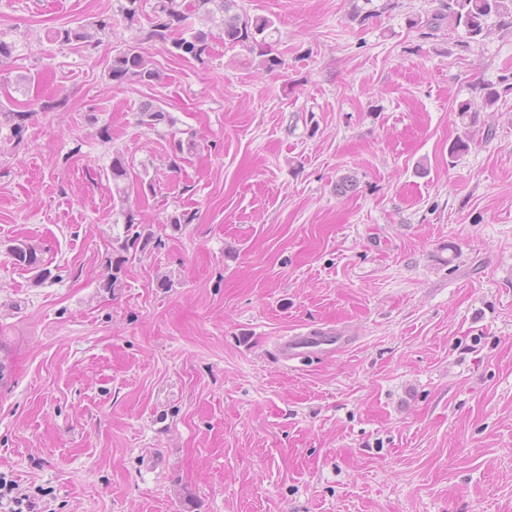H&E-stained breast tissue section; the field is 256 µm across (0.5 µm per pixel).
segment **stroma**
<instances>
[{
	"mask_svg": "<svg viewBox=\"0 0 512 512\" xmlns=\"http://www.w3.org/2000/svg\"><path fill=\"white\" fill-rule=\"evenodd\" d=\"M362 4L236 0L278 28L269 72L220 38L180 59L118 0H0V89L34 111L0 133V475L37 512H512V93L458 115L512 83V33L465 48L410 27L437 0ZM130 45L160 82L112 85ZM146 102L198 151L171 162ZM116 150L154 181L128 205L158 245L109 291ZM313 328L355 344L283 365ZM94 38V33L89 30L86 26H78V27H67L63 29L56 30L51 40L60 46H68V45H80L83 46L90 45L93 43L92 39ZM478 91V99L475 95L472 99L461 103L458 108L459 116L462 120H467L463 124L469 127H473L477 123L480 112H483L488 106L494 105L498 101V97L501 96L498 90L486 85L477 87L475 89L476 94ZM137 117L140 126L157 132L161 129H172L176 123L170 112L150 102L141 105ZM10 255L15 261V265L28 270L37 271V275L41 280H47L51 276V271L43 268V260L32 245L17 241L8 248Z\"/></svg>",
	"mask_w": 512,
	"mask_h": 512,
	"instance_id": "obj_1",
	"label": "stroma"
}]
</instances>
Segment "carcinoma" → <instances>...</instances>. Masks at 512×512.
Wrapping results in <instances>:
<instances>
[{
	"instance_id": "1",
	"label": "carcinoma",
	"mask_w": 512,
	"mask_h": 512,
	"mask_svg": "<svg viewBox=\"0 0 512 512\" xmlns=\"http://www.w3.org/2000/svg\"><path fill=\"white\" fill-rule=\"evenodd\" d=\"M147 0H125L119 12L123 20L129 24L138 21ZM231 0H153L151 4V28L147 37L160 43H170L174 54L183 59L203 61L210 55V43L214 39V31H219L224 39V46H247L262 57V65L269 71L282 65V60L273 54L271 39L277 28L267 17H242L230 13ZM193 16L205 19L210 26L193 28L189 19ZM413 24L424 29L422 35L429 31L448 25L454 29L461 28L471 42L479 43L490 37L494 31L512 32V0H439L437 10L424 19L413 21ZM94 33L86 26L67 27L56 30L51 40L61 46L89 45ZM107 76L115 86L131 81L152 84L161 79L159 71L153 67L136 46H130L112 58ZM478 96L463 102L458 108L459 116L466 120V125L477 123L480 112L498 101L501 93L511 92L512 86L498 91L486 85L477 87ZM32 111L16 108L12 100L0 101V130L7 128L10 136L21 139L26 130L27 121ZM137 122L153 131L171 129L175 119L171 113L153 103H144L137 112ZM173 159H181L192 154L199 148L194 135L171 141ZM110 176L115 194L121 203H126L131 194L145 193V189H154L153 182L141 178L130 177L128 165L122 153L112 156ZM123 223V239L120 254L107 258L105 268L107 274L101 281V287L108 290L123 287V271L126 254L144 251L153 243L152 233L141 223L135 221L134 214L128 209H120L119 217L113 223ZM9 253L15 264L38 272V277L46 280L51 271L43 267V260L32 245L17 241L9 246Z\"/></svg>"
}]
</instances>
